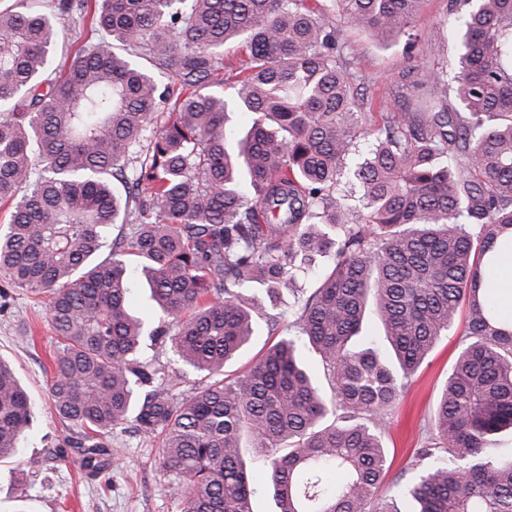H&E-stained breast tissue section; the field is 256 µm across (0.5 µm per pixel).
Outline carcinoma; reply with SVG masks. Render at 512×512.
<instances>
[{"mask_svg": "<svg viewBox=\"0 0 512 512\" xmlns=\"http://www.w3.org/2000/svg\"><path fill=\"white\" fill-rule=\"evenodd\" d=\"M7 0L0 6V273L46 297L50 391L78 427L82 467H112V430L162 438L178 512H253L245 456L263 458L275 512H512V325L481 291L485 259L512 233V0H448L456 65L419 45L424 0ZM78 27L51 76L55 21ZM347 25L432 65L402 84L398 112L364 111L341 39ZM106 34L123 47L103 45ZM248 61L228 139L224 45ZM175 81L159 88L156 75ZM368 141L362 161L358 140ZM120 182L122 187L115 186ZM360 193L361 208L348 204ZM115 224L125 228L110 239ZM137 258L164 320L128 309ZM331 260L291 305L288 335L244 374L224 368L264 302ZM423 467L396 495L384 420L461 306ZM374 309L392 350L361 335ZM168 342L204 374L188 391L143 358ZM305 344L323 372L302 362ZM33 407L0 358V460Z\"/></svg>", "mask_w": 512, "mask_h": 512, "instance_id": "1", "label": "carcinoma"}]
</instances>
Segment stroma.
<instances>
[{
	"mask_svg": "<svg viewBox=\"0 0 512 512\" xmlns=\"http://www.w3.org/2000/svg\"><path fill=\"white\" fill-rule=\"evenodd\" d=\"M418 30L422 42L440 45L446 58L456 57L447 0H426ZM342 38L368 90L381 94L396 87L409 66L403 41L385 46L371 34L348 27ZM462 344L461 329H454L429 354L391 411L383 433L390 478L412 479L414 451L427 435L437 397ZM54 346L43 301L11 287L0 274V358L11 364L34 407L18 454L0 462V512H177L161 468L160 437L117 428L109 479L86 477L74 446L78 432L57 416L53 405Z\"/></svg>",
	"mask_w": 512,
	"mask_h": 512,
	"instance_id": "stroma-1",
	"label": "stroma"
}]
</instances>
